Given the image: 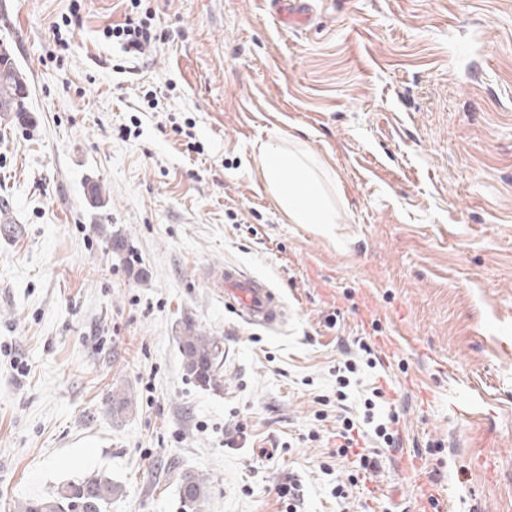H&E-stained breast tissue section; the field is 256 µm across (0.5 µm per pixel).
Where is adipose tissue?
Here are the masks:
<instances>
[{
  "mask_svg": "<svg viewBox=\"0 0 512 512\" xmlns=\"http://www.w3.org/2000/svg\"><path fill=\"white\" fill-rule=\"evenodd\" d=\"M260 166L271 192L293 223H335L336 208L305 157L268 144L261 150Z\"/></svg>",
  "mask_w": 512,
  "mask_h": 512,
  "instance_id": "1",
  "label": "adipose tissue"
}]
</instances>
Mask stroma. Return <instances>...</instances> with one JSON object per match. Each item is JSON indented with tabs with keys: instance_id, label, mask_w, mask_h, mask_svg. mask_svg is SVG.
Returning a JSON list of instances; mask_svg holds the SVG:
<instances>
[{
	"instance_id": "1",
	"label": "stroma",
	"mask_w": 512,
	"mask_h": 512,
	"mask_svg": "<svg viewBox=\"0 0 512 512\" xmlns=\"http://www.w3.org/2000/svg\"><path fill=\"white\" fill-rule=\"evenodd\" d=\"M69 4L0 0L27 85L0 125V512L93 472L107 512H183L184 471L200 512H512V0H313L302 29L270 0H142L166 37L141 55L106 34L123 0H84L61 47ZM269 143L312 156L336 223L289 220ZM228 263L285 325L225 309ZM187 320L223 344L219 387L184 369ZM375 383L424 491L394 448L354 485L332 455ZM206 478L189 471L183 472L180 479V496L185 511H196L206 496Z\"/></svg>"
}]
</instances>
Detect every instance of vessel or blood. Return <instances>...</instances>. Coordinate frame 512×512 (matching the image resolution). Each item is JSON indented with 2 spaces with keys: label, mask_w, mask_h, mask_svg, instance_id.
<instances>
[{
  "label": "vessel or blood",
  "mask_w": 512,
  "mask_h": 512,
  "mask_svg": "<svg viewBox=\"0 0 512 512\" xmlns=\"http://www.w3.org/2000/svg\"><path fill=\"white\" fill-rule=\"evenodd\" d=\"M275 9L277 22L286 27H306L313 21V11L307 0H275ZM215 285L224 291L226 308L248 324L275 329L285 323V305L266 280L230 263L225 265L224 274Z\"/></svg>",
  "instance_id": "vessel-or-blood-1"
}]
</instances>
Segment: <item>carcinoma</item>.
I'll return each mask as SVG.
<instances>
[{
    "label": "carcinoma",
    "mask_w": 512,
    "mask_h": 512,
    "mask_svg": "<svg viewBox=\"0 0 512 512\" xmlns=\"http://www.w3.org/2000/svg\"><path fill=\"white\" fill-rule=\"evenodd\" d=\"M23 79L14 63L7 70L0 69V112L23 111L24 98L19 96ZM180 353L185 370L198 383L212 387L221 377L224 367V350L220 341L196 328L192 322L185 323L180 337ZM118 486L102 474H88L62 485L55 492L29 498L19 506V512H73L80 505L81 512H106L112 504V496ZM180 496L183 508L195 512L206 496V478L189 471L181 474Z\"/></svg>",
    "instance_id": "1"
}]
</instances>
